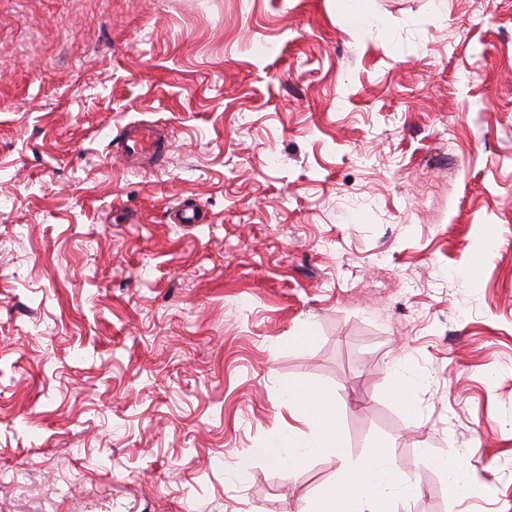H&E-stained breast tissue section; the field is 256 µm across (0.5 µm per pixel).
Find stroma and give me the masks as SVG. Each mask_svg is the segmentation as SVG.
Segmentation results:
<instances>
[{
    "label": "stroma",
    "instance_id": "obj_1",
    "mask_svg": "<svg viewBox=\"0 0 512 512\" xmlns=\"http://www.w3.org/2000/svg\"><path fill=\"white\" fill-rule=\"evenodd\" d=\"M360 8L0 0V512H304L336 458L257 453L293 381L390 512H512V0ZM157 127L144 122L128 124L121 142V153L130 160L150 157L157 163H161L165 158V151L161 148ZM412 390V381L398 370L395 371L393 375V394L402 408L408 412H412L415 409Z\"/></svg>",
    "mask_w": 512,
    "mask_h": 512
}]
</instances>
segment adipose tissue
I'll use <instances>...</instances> for the list:
<instances>
[{"label":"adipose tissue","instance_id":"adipose-tissue-1","mask_svg":"<svg viewBox=\"0 0 512 512\" xmlns=\"http://www.w3.org/2000/svg\"><path fill=\"white\" fill-rule=\"evenodd\" d=\"M283 405L302 427L268 436L261 455L294 471L319 454L334 456L340 463L335 482L324 489L307 512H388L386 503L392 492L413 493L409 478L382 450L375 448L358 461L350 460L339 425L335 391L293 382L283 391Z\"/></svg>","mask_w":512,"mask_h":512}]
</instances>
